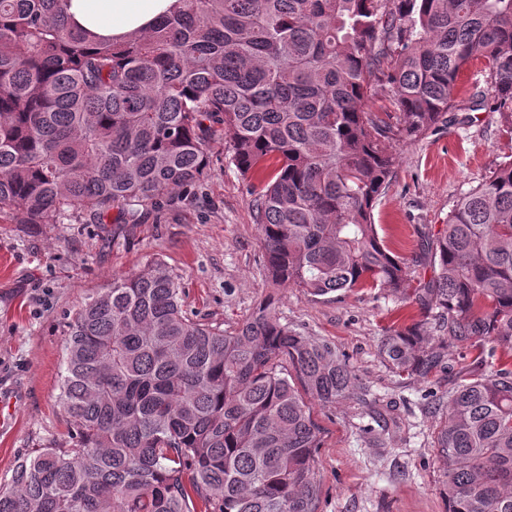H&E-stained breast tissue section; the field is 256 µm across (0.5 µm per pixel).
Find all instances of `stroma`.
Returning <instances> with one entry per match:
<instances>
[{
	"label": "stroma",
	"mask_w": 512,
	"mask_h": 512,
	"mask_svg": "<svg viewBox=\"0 0 512 512\" xmlns=\"http://www.w3.org/2000/svg\"><path fill=\"white\" fill-rule=\"evenodd\" d=\"M486 87L482 66H470L444 127L389 144L397 162L373 221L387 246L412 260L411 287L433 276L423 238L512 156V129L499 113L471 106L472 94ZM263 254L253 197L223 162L140 224H93L83 214L62 224L0 223V401L14 406L0 418V480L37 449L71 447L59 404L68 323L114 277L158 258L180 278L189 317L231 330L271 297L281 323L347 357L359 398L312 405L321 429L320 512H446L432 440L459 375L480 371L477 350L452 344L433 376H398L378 344L390 330L423 319L417 304L379 287L316 298L296 288L274 292Z\"/></svg>",
	"instance_id": "stroma-1"
}]
</instances>
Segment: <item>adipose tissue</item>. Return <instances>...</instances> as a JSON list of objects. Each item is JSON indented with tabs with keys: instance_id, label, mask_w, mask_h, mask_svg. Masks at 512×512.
Masks as SVG:
<instances>
[{
	"instance_id": "obj_1",
	"label": "adipose tissue",
	"mask_w": 512,
	"mask_h": 512,
	"mask_svg": "<svg viewBox=\"0 0 512 512\" xmlns=\"http://www.w3.org/2000/svg\"><path fill=\"white\" fill-rule=\"evenodd\" d=\"M177 0H69L68 20L100 39L121 40L148 31Z\"/></svg>"
}]
</instances>
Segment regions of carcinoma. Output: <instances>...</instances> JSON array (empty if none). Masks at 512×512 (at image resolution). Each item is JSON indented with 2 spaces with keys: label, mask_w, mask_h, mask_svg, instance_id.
Segmentation results:
<instances>
[{
  "label": "carcinoma",
  "mask_w": 512,
  "mask_h": 512,
  "mask_svg": "<svg viewBox=\"0 0 512 512\" xmlns=\"http://www.w3.org/2000/svg\"><path fill=\"white\" fill-rule=\"evenodd\" d=\"M68 0H0V222L146 218L225 159L254 195L271 286L311 296L380 286L439 310L384 336L399 376L427 378L448 343L512 352V162L459 199L434 275L373 223L387 143L447 123L459 78L488 72L512 126V0H177L121 44L72 29ZM399 115L365 109L376 90ZM160 259L112 279L69 323L59 401L73 447L42 448L0 485V512H319L323 404L360 393L327 342L272 302L224 330L182 309ZM433 448L448 512H512V370L448 392Z\"/></svg>",
  "instance_id": "obj_1"
}]
</instances>
